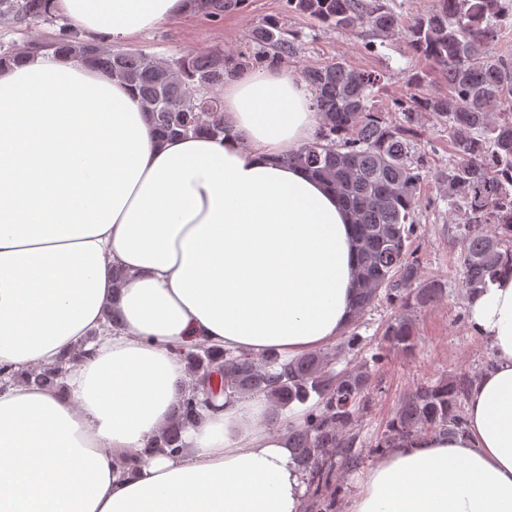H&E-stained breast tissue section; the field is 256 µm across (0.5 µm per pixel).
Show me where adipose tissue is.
Instances as JSON below:
<instances>
[{"label": "adipose tissue", "mask_w": 512, "mask_h": 512, "mask_svg": "<svg viewBox=\"0 0 512 512\" xmlns=\"http://www.w3.org/2000/svg\"><path fill=\"white\" fill-rule=\"evenodd\" d=\"M194 8L51 0L104 42ZM318 123L304 81L278 65L225 81L224 136L174 139L131 85L78 59L0 68V366L60 363L65 386L0 382V512H302L263 397L219 398L179 456L144 450L192 390L191 345L292 358L352 323L351 217L284 160ZM470 317L494 366L469 392L465 431L393 448L346 512H512V276Z\"/></svg>", "instance_id": "obj_1"}]
</instances>
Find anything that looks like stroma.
<instances>
[{"instance_id": "obj_1", "label": "stroma", "mask_w": 512, "mask_h": 512, "mask_svg": "<svg viewBox=\"0 0 512 512\" xmlns=\"http://www.w3.org/2000/svg\"><path fill=\"white\" fill-rule=\"evenodd\" d=\"M275 18L295 34L299 50L285 59L284 67L299 72L304 67L325 65L342 59L360 70H380L386 79L375 101L378 110L390 111L397 100L410 99L414 88L409 84L406 67L426 69L424 61H409L402 33L384 40L377 53L366 51L370 38L362 30L341 31L315 27L304 17L284 12L282 0H248L245 8L225 12L222 20H214L197 12L176 21H167L130 38L115 40V47L141 50L161 59H172L187 53L214 50L236 52L246 45L251 29L264 19ZM430 175L422 190L424 202L417 211L416 255L426 278L439 281L444 293L418 312L417 346L405 354L389 349L388 359L374 371L368 387L369 405L355 430L368 452L355 470H341V483L346 495H353L377 457L370 449L378 441L399 401L424 382L452 379L460 374L478 372L493 356L486 339L472 328L467 306L461 297L460 247L448 238V206L437 199L435 173L447 169L451 153L448 131L430 116H422ZM395 314L388 304L376 305L360 321L362 349L347 352L346 358L359 363L370 357L380 343L387 321Z\"/></svg>"}]
</instances>
